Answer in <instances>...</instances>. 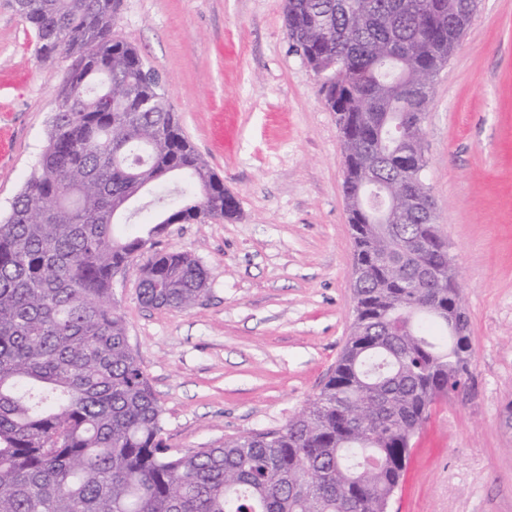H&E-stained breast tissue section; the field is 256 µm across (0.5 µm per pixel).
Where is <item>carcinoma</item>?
Listing matches in <instances>:
<instances>
[{
	"label": "carcinoma",
	"mask_w": 512,
	"mask_h": 512,
	"mask_svg": "<svg viewBox=\"0 0 512 512\" xmlns=\"http://www.w3.org/2000/svg\"><path fill=\"white\" fill-rule=\"evenodd\" d=\"M478 0H284L291 46L318 74L345 145V195L422 177L428 102L396 92L434 78ZM123 0H14L42 59L73 58L35 173L0 221V512H388L432 406L469 374L470 336L431 303L469 317L435 241L423 255L350 212L351 336L320 393L281 429L170 453L162 408L110 303L112 282L163 233L230 219L238 201L183 134L161 76L114 36ZM409 54L391 66L392 43ZM138 185L151 198L118 210ZM406 237L431 226L405 198ZM209 273L185 252L152 254L139 298L191 310Z\"/></svg>",
	"instance_id": "carcinoma-1"
}]
</instances>
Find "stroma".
<instances>
[{"mask_svg": "<svg viewBox=\"0 0 512 512\" xmlns=\"http://www.w3.org/2000/svg\"><path fill=\"white\" fill-rule=\"evenodd\" d=\"M283 0H124L114 28L166 80L185 137L239 203L174 224L115 276L112 301L184 454L283 427L336 366L353 319L344 152ZM69 58L43 61L0 0V220L32 176ZM439 236L470 316V374L415 439L397 512H512V0H481L422 122ZM209 272L189 311L138 298L153 251Z\"/></svg>", "mask_w": 512, "mask_h": 512, "instance_id": "1", "label": "stroma"}]
</instances>
